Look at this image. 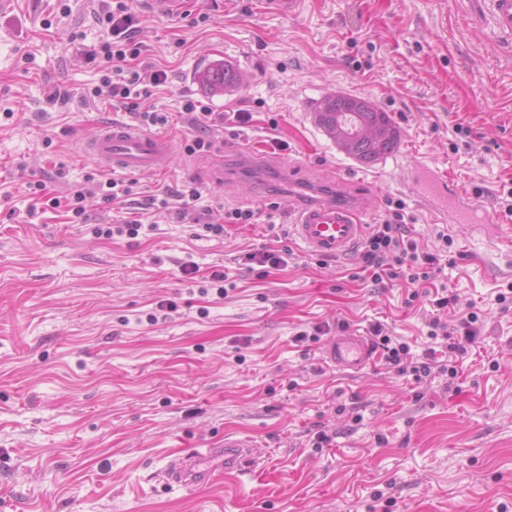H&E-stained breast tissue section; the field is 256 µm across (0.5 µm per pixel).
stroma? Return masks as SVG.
<instances>
[{
  "label": "stroma",
  "instance_id": "1",
  "mask_svg": "<svg viewBox=\"0 0 512 512\" xmlns=\"http://www.w3.org/2000/svg\"><path fill=\"white\" fill-rule=\"evenodd\" d=\"M95 7L0 0V512H512V303L497 300L512 292V47L472 0H300L292 15L268 0H177L163 16L139 0L138 66L168 74L140 106L168 113L159 134L175 161L135 176L131 203L192 180L203 201L259 215L220 239L165 214L106 238L122 209L93 197L73 224L29 192L89 187L101 170L82 141L134 122L108 96L82 98L100 78L87 58L105 36ZM216 60L243 77L223 95L200 80ZM331 94L388 112L396 148L369 164L343 152L315 120ZM189 97L223 127L189 123ZM189 135L210 152L184 154ZM419 162L494 222L432 220L407 181ZM341 182L368 199L364 223L393 200L421 247L447 234L456 263L441 281L480 330L455 381L416 388L380 359L343 374L323 367L322 342L297 341L344 323L382 326L415 357L430 344L432 285L361 279L359 254L324 261L295 239L289 201ZM263 248L293 257L265 274L245 261ZM186 260L200 267L191 283ZM162 300L174 307L159 318ZM317 423L329 446L313 447ZM228 434L257 446L252 474L164 484L176 454Z\"/></svg>",
  "mask_w": 512,
  "mask_h": 512
}]
</instances>
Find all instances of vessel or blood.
I'll use <instances>...</instances> for the list:
<instances>
[{
  "mask_svg": "<svg viewBox=\"0 0 512 512\" xmlns=\"http://www.w3.org/2000/svg\"><path fill=\"white\" fill-rule=\"evenodd\" d=\"M488 19L500 35L512 37V0H483ZM85 153L103 170L128 174L162 173L170 169L172 151L169 142L157 135L123 124L101 126L84 140ZM418 200L426 211L451 217L453 223L478 229L492 221V214L482 204L467 196L453 181L440 175L428 164H416L409 177ZM362 200L319 199L295 203L292 231L312 254L341 258L361 242L365 226L361 215ZM324 362L343 372L357 373L371 367L375 353L367 336L348 330L332 336L322 350ZM259 456L250 440L225 435L214 448H190L168 461L163 478L171 486H187L210 479L224 471L249 475Z\"/></svg>",
  "mask_w": 512,
  "mask_h": 512,
  "instance_id": "obj_1",
  "label": "vessel or blood"
}]
</instances>
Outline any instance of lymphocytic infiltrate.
Masks as SVG:
<instances>
[{
    "label": "lymphocytic infiltrate",
    "mask_w": 512,
    "mask_h": 512,
    "mask_svg": "<svg viewBox=\"0 0 512 512\" xmlns=\"http://www.w3.org/2000/svg\"><path fill=\"white\" fill-rule=\"evenodd\" d=\"M95 21L107 36L89 55L102 74L101 85L92 89V97L108 93L113 101L123 104L127 112L134 114L136 125L141 130L166 126L168 115L141 110L140 100L149 96L151 89L166 84L167 72L158 69L145 77L129 66L130 61L142 53V45L136 39L139 19L134 0H102L95 12ZM130 193L129 182L109 178L98 182L93 189L70 192L64 199V206L74 220L83 222L87 219L85 202L88 197L99 196L110 205L122 202ZM201 197L195 182L188 181L180 190L174 191L172 198L152 197L147 206L158 211L174 209L180 221L199 226L207 236L216 238L223 237L225 225L255 221V210L202 208L198 205ZM361 257L363 272L377 283L386 277H400L410 284H421L433 279L452 263L447 249H422L409 236L404 206L400 203L387 212L382 222L368 225ZM432 305L434 312L427 322V336L433 345L414 365L406 363L410 351L406 342L384 334L382 327L373 329L374 349L380 350L386 363L397 367L400 374L411 377L418 385L426 384L439 375L457 378L463 358L479 334L477 313L459 310L456 296L445 292L435 294ZM451 308L456 310V318H448L447 311Z\"/></svg>",
    "instance_id": "f902f5d3"
}]
</instances>
